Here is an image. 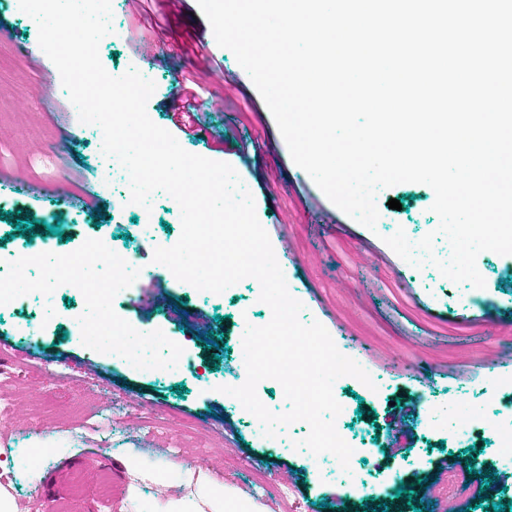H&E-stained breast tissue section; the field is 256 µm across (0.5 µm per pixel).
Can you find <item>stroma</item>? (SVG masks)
Wrapping results in <instances>:
<instances>
[{"instance_id":"35a3bbf8","label":"stroma","mask_w":512,"mask_h":512,"mask_svg":"<svg viewBox=\"0 0 512 512\" xmlns=\"http://www.w3.org/2000/svg\"><path fill=\"white\" fill-rule=\"evenodd\" d=\"M151 10L160 25L142 45L135 8L114 0V29L99 46L102 65L114 76L132 67L148 75L156 85L150 119L186 151L236 170L303 304L301 321L323 324L381 389L357 381L333 389L344 408L342 431L361 456L349 470L330 456L311 466L309 452L295 449L309 433L305 422L263 435L259 421L222 392L246 380L240 359L247 324L272 316L257 280L214 294L153 263L155 247L172 246L181 235L178 204L154 193L153 221L141 224L128 185H99L93 136L54 64L38 55L37 27L15 0H0V270L47 240L53 225L65 238L46 253L45 265L85 267L93 238L134 256L141 270L112 295L111 318L131 336L150 337L147 349L159 364L156 373L142 374L116 355L122 339L83 336L78 322L89 304L56 284L0 305V408L9 409L0 416V484L10 485L20 512H125L127 485L102 496L98 467L130 454L148 468L166 462L207 472L267 512H363L394 497L400 482L412 486L413 497L395 512H435L432 489L451 472L463 483L465 510L479 502L481 484L471 471L486 469L496 474L490 503L512 501V455L490 430L512 418V393L490 381L512 375V255L478 256L481 289L403 261L384 239L401 228L418 240L437 227L431 187L401 183L381 191L376 230L358 224L293 163L273 115L234 54L217 45L197 0H164ZM193 72L208 127L200 137L184 132L178 112L179 86ZM17 176L33 194H16ZM86 190L100 199L97 214L79 203ZM392 198L401 210L388 207ZM19 208L45 230L12 235L8 215ZM208 332L214 345L199 341ZM178 385L184 395L175 393ZM403 403L415 409L402 418ZM464 411L477 414L481 427L459 428ZM41 436L54 450L32 456ZM33 459L44 472L35 488L20 478Z\"/></svg>"}]
</instances>
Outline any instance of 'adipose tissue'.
Listing matches in <instances>:
<instances>
[{
  "label": "adipose tissue",
  "instance_id": "adipose-tissue-1",
  "mask_svg": "<svg viewBox=\"0 0 512 512\" xmlns=\"http://www.w3.org/2000/svg\"><path fill=\"white\" fill-rule=\"evenodd\" d=\"M150 476L161 493L149 503L131 496L130 512H265L246 492L186 465H169Z\"/></svg>",
  "mask_w": 512,
  "mask_h": 512
}]
</instances>
